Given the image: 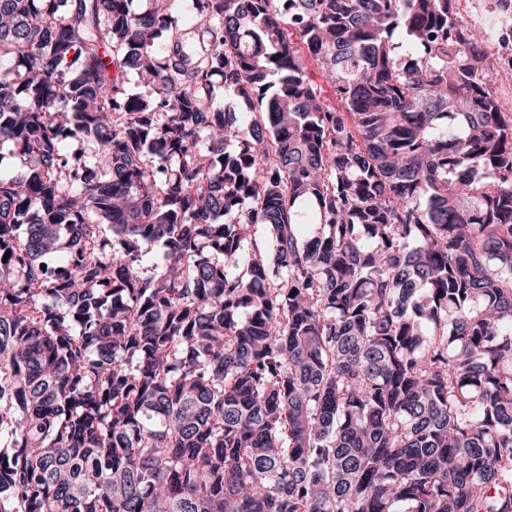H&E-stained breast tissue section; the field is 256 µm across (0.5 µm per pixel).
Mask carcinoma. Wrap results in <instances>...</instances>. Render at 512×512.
I'll use <instances>...</instances> for the list:
<instances>
[{
	"label": "carcinoma",
	"instance_id": "cac0c4a2",
	"mask_svg": "<svg viewBox=\"0 0 512 512\" xmlns=\"http://www.w3.org/2000/svg\"><path fill=\"white\" fill-rule=\"evenodd\" d=\"M454 15L0 0V512H512V104Z\"/></svg>",
	"mask_w": 512,
	"mask_h": 512
}]
</instances>
